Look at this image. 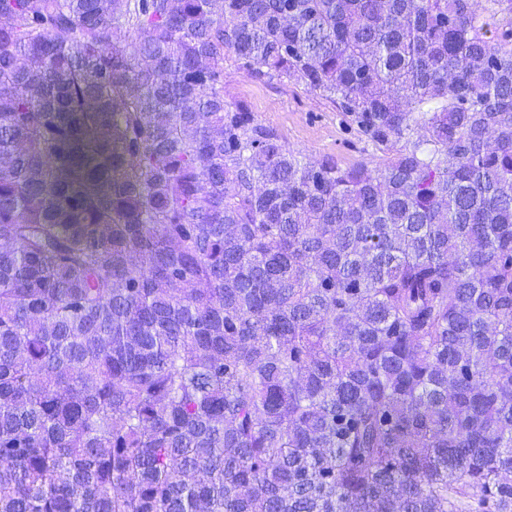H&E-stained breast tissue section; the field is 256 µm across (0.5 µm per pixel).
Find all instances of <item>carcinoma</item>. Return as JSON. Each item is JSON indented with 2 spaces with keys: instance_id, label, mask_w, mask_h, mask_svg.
<instances>
[{
  "instance_id": "1",
  "label": "carcinoma",
  "mask_w": 512,
  "mask_h": 512,
  "mask_svg": "<svg viewBox=\"0 0 512 512\" xmlns=\"http://www.w3.org/2000/svg\"><path fill=\"white\" fill-rule=\"evenodd\" d=\"M0 512H512V0H0ZM224 96L246 104L259 123L277 131L286 149L311 161L333 159L343 168L382 163L385 154L343 112L326 107L319 94L294 80L258 79L230 57L224 63Z\"/></svg>"
}]
</instances>
